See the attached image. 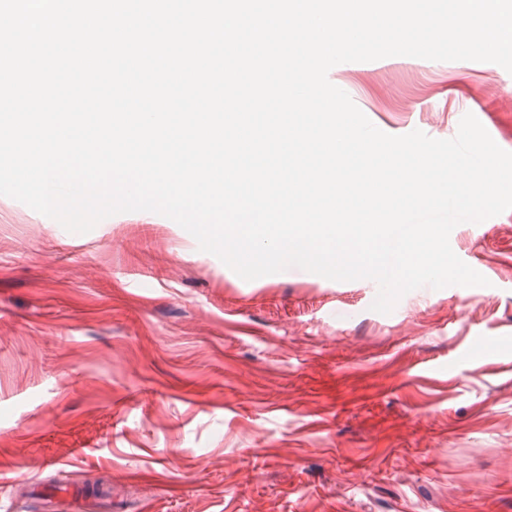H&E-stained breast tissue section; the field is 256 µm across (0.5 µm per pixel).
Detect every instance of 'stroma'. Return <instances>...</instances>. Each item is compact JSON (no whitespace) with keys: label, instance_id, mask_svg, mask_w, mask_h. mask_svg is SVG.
Wrapping results in <instances>:
<instances>
[{"label":"stroma","instance_id":"obj_1","mask_svg":"<svg viewBox=\"0 0 512 512\" xmlns=\"http://www.w3.org/2000/svg\"><path fill=\"white\" fill-rule=\"evenodd\" d=\"M328 78L380 130L512 152V74L405 56ZM485 287L247 282L174 220L70 235L0 196V512H512V210L450 235Z\"/></svg>","mask_w":512,"mask_h":512}]
</instances>
